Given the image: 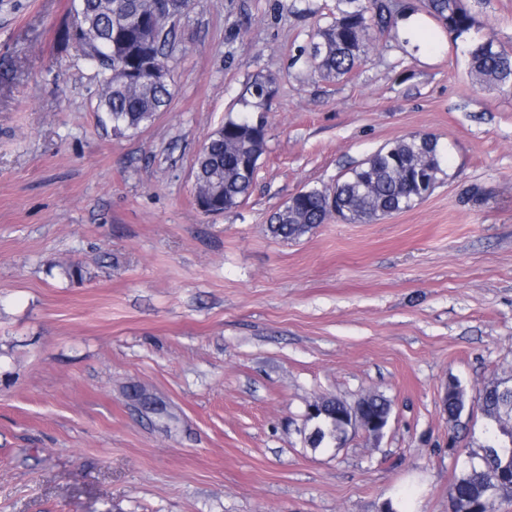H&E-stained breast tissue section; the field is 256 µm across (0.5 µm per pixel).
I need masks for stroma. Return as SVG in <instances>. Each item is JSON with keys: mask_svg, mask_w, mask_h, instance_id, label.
Masks as SVG:
<instances>
[{"mask_svg": "<svg viewBox=\"0 0 512 512\" xmlns=\"http://www.w3.org/2000/svg\"><path fill=\"white\" fill-rule=\"evenodd\" d=\"M70 3L0 0V512H448L485 419L449 449L445 388L512 379V89L473 84L466 40L428 16L336 80L305 54L336 0H192L170 105L118 136L63 38ZM467 4L473 36L512 49V0ZM268 77L252 190L204 213L194 156ZM410 135L445 170L412 209L269 233ZM368 393L392 402L379 442L306 446L308 402Z\"/></svg>", "mask_w": 512, "mask_h": 512, "instance_id": "1", "label": "stroma"}]
</instances>
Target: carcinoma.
<instances>
[{
    "mask_svg": "<svg viewBox=\"0 0 512 512\" xmlns=\"http://www.w3.org/2000/svg\"><path fill=\"white\" fill-rule=\"evenodd\" d=\"M152 0H71L74 19L70 38L84 56L97 62L103 94L99 110L122 135L150 122L170 97V85L144 84L143 58L150 55L166 60L169 38L159 41L153 31L161 15L151 12ZM424 11L457 40L470 33L475 19L464 0H418L412 11ZM396 23L391 0H337L336 15L317 28L309 60L325 78L342 79L368 60L374 32ZM96 32L93 41L80 36L84 29ZM468 70L473 83L512 88V51L494 39L469 44ZM273 79L255 80L240 99L242 107L266 103ZM266 146L265 127L243 113L224 121L210 135L207 146L194 158L195 185L203 192L207 212L221 214L238 207L254 183L258 161ZM443 155L436 140L418 142L409 136L389 142L368 158L349 168L336 180L335 198L312 188L294 199V205L280 209L269 225L271 234L298 238L315 225L336 217L349 223H369L392 211H405L421 198L417 170L425 172L428 185L436 187ZM477 404L485 420L481 451L468 452L461 474L448 495L458 501V512H496L503 496L512 497V385L498 381L481 391ZM319 428L322 446L335 438L336 420L321 415L312 420Z\"/></svg>",
    "mask_w": 512,
    "mask_h": 512,
    "instance_id": "obj_1",
    "label": "carcinoma"
}]
</instances>
